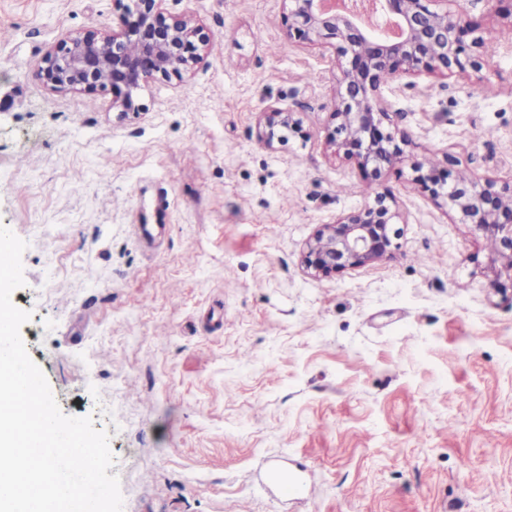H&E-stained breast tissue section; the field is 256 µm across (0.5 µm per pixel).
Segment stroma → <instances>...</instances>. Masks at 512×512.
Listing matches in <instances>:
<instances>
[{"mask_svg":"<svg viewBox=\"0 0 512 512\" xmlns=\"http://www.w3.org/2000/svg\"><path fill=\"white\" fill-rule=\"evenodd\" d=\"M459 7L497 52L384 86L413 146L369 192L328 144L334 54L288 42L279 0H163L211 52L134 113L36 79L122 0H0V225L27 243L12 300L62 412L108 432L123 512H512V288L411 181L449 156L512 179V19ZM271 106L299 126L268 147ZM378 193L399 250L309 275L319 225ZM267 457L306 471L304 500L257 486Z\"/></svg>","mask_w":512,"mask_h":512,"instance_id":"stroma-1","label":"stroma"}]
</instances>
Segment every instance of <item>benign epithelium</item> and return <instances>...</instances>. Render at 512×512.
Returning <instances> with one entry per match:
<instances>
[{"mask_svg": "<svg viewBox=\"0 0 512 512\" xmlns=\"http://www.w3.org/2000/svg\"><path fill=\"white\" fill-rule=\"evenodd\" d=\"M118 18L120 32L112 36L87 29L48 53L37 78L45 87L79 89L87 94L112 92V106L138 112L136 91L159 77L179 76L205 62L210 37L190 17H167L163 0H130ZM400 35L390 39L370 29L354 10L336 13L325 0H282L288 41L298 40L333 50L339 74L331 112L330 144L357 164L372 185L402 164L409 135L385 130L390 120L382 97L383 74L446 76L477 71L484 62L483 36L458 10L454 0H379ZM292 113L270 108L264 112L259 140L271 147L287 138ZM447 158L440 168L428 162L412 166L414 182L433 203L454 214L460 224L493 242L488 262L490 285L512 283V183L462 174ZM398 213L387 196L377 193L363 210L323 224L307 245L303 263L317 277L365 267L389 258L398 248Z\"/></svg>", "mask_w": 512, "mask_h": 512, "instance_id": "obj_1", "label": "benign epithelium"}]
</instances>
